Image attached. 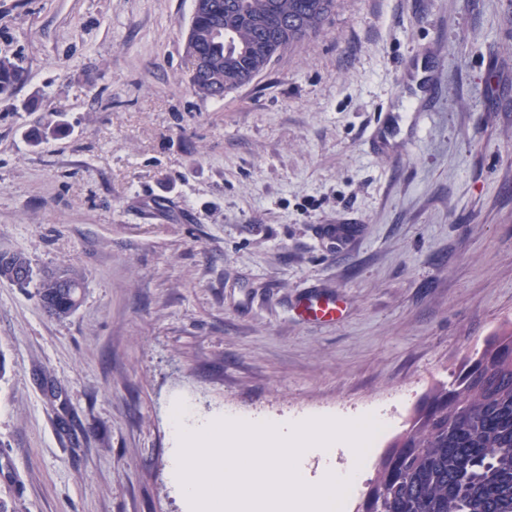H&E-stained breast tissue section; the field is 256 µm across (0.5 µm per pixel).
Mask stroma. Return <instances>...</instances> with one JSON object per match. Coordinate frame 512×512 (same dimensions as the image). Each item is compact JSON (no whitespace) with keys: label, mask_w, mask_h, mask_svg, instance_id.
I'll return each instance as SVG.
<instances>
[{"label":"stroma","mask_w":512,"mask_h":512,"mask_svg":"<svg viewBox=\"0 0 512 512\" xmlns=\"http://www.w3.org/2000/svg\"><path fill=\"white\" fill-rule=\"evenodd\" d=\"M192 10L0 0V58L28 75L0 101V254L84 285L58 319L0 281L19 512H191L177 401L198 424L381 412L373 481L512 323V0H338L221 100L189 81ZM313 292L343 316H298Z\"/></svg>","instance_id":"obj_1"}]
</instances>
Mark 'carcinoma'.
Listing matches in <instances>:
<instances>
[{
	"label": "carcinoma",
	"instance_id": "1",
	"mask_svg": "<svg viewBox=\"0 0 512 512\" xmlns=\"http://www.w3.org/2000/svg\"><path fill=\"white\" fill-rule=\"evenodd\" d=\"M190 23V56L204 60L193 88L222 99L272 58L318 33L337 0H208ZM224 30V41L213 37ZM23 69L0 59V100L10 98ZM33 280L22 253L0 255V281ZM37 296L58 318L80 306L83 283L67 270L39 279ZM512 512V330L496 335L480 359L467 362L437 392L390 448L361 512Z\"/></svg>",
	"mask_w": 512,
	"mask_h": 512
}]
</instances>
